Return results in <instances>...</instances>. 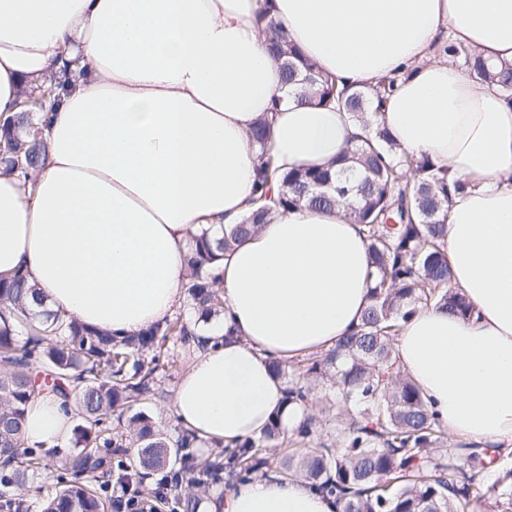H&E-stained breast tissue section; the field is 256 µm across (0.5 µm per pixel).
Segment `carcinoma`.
I'll return each mask as SVG.
<instances>
[{"label":"carcinoma","mask_w":512,"mask_h":512,"mask_svg":"<svg viewBox=\"0 0 512 512\" xmlns=\"http://www.w3.org/2000/svg\"><path fill=\"white\" fill-rule=\"evenodd\" d=\"M282 81L305 104L334 106L361 126L363 134L339 159L340 167L282 172L269 152L270 126L252 131L261 147L260 177L253 213L229 231L207 228L191 236L187 254V302L194 320L168 319L134 336L93 330L75 318L45 309L44 298L18 271L0 277V512H114L146 503L150 512H197L200 494L229 482L271 473L302 479L336 500L341 512H512V468L484 480L490 454L505 449L459 440L447 444L437 413L401 371L395 341L402 323L421 307L467 316L473 306L451 287L445 248V215L453 197L467 187L425 157L398 151L377 114L397 77L355 89L323 73L288 41L265 13L259 18ZM443 55L460 61L473 77L498 85L512 101V64L490 66L473 50L448 43ZM79 60L59 67L49 91H31L22 111L0 116V175L28 181L40 166L49 114L61 101ZM47 95L46 105L28 102ZM345 205L363 227L374 286L360 324L327 351L285 362L273 372L287 380L284 405L309 407L316 386L336 394L341 410L336 446L288 454L273 465L268 444L288 435L310 438L321 420L304 412L291 428L276 417L258 438L206 455L199 439L181 425L157 429L147 404L162 397L169 355L167 340L203 345L194 325L224 313L217 295V262L224 251L270 221L278 209L306 205L334 210ZM53 377V391L77 411L70 451L50 469L40 448L29 447L22 421L38 392L32 369ZM129 414L126 428L108 415ZM55 492L29 499L24 490L36 477Z\"/></svg>","instance_id":"1"}]
</instances>
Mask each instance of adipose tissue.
Wrapping results in <instances>:
<instances>
[{"mask_svg": "<svg viewBox=\"0 0 512 512\" xmlns=\"http://www.w3.org/2000/svg\"><path fill=\"white\" fill-rule=\"evenodd\" d=\"M267 4L337 80L365 88L398 76L379 123L402 151L468 181L448 208L446 247L474 314L420 309L395 349L449 434L512 446V101L433 56L443 35L512 62V0H0V114L63 60L83 69L31 182L0 177V275L26 267L50 309L138 334L180 307L190 236L246 215L259 121L283 168L341 156L357 129L287 94L256 25ZM369 284L362 227L344 209L275 213L224 254V313L176 385V421L208 448L259 437L278 413L293 425L271 358L334 347L358 325ZM70 430L61 397L32 399L29 446L62 445ZM204 507L338 512L276 474Z\"/></svg>", "mask_w": 512, "mask_h": 512, "instance_id": "adipose-tissue-1", "label": "adipose tissue"}]
</instances>
